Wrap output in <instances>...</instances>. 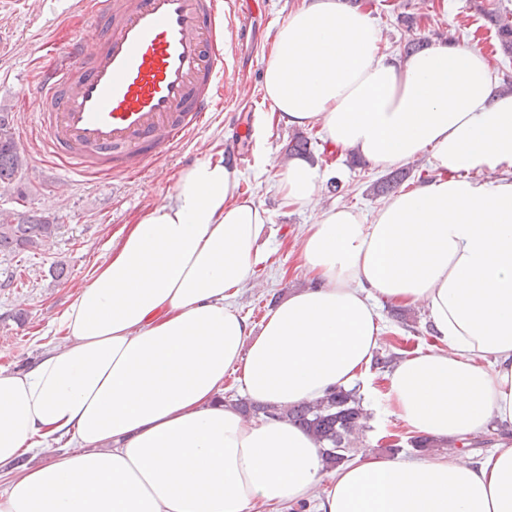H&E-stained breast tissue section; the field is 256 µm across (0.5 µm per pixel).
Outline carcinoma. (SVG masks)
Returning a JSON list of instances; mask_svg holds the SVG:
<instances>
[{
	"mask_svg": "<svg viewBox=\"0 0 512 512\" xmlns=\"http://www.w3.org/2000/svg\"><path fill=\"white\" fill-rule=\"evenodd\" d=\"M476 9L494 30L500 50L512 56V21L502 17L497 9L489 8L486 0H476ZM309 138L296 134L288 145L291 156L311 154ZM26 163L15 140L8 116L0 113V183H8ZM411 169L398 168L372 184L373 194L387 196L395 193L410 178ZM57 225L45 217L0 211V250H39L46 245ZM236 406L248 416L270 415L285 419L307 432L320 448L325 468L333 469L352 457V444L369 428L370 414L364 409L356 390L338 389L325 397L300 402L283 408L253 404L247 398L237 400Z\"/></svg>",
	"mask_w": 512,
	"mask_h": 512,
	"instance_id": "obj_1",
	"label": "carcinoma"
}]
</instances>
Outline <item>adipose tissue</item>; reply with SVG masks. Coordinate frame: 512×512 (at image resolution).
<instances>
[{"label":"adipose tissue","instance_id":"adipose-tissue-1","mask_svg":"<svg viewBox=\"0 0 512 512\" xmlns=\"http://www.w3.org/2000/svg\"><path fill=\"white\" fill-rule=\"evenodd\" d=\"M497 84L475 49L382 53L367 14L342 0L291 12L262 75L272 110L378 167L429 153L439 178L370 217L320 211L302 240L314 285L256 332L233 300L270 214L223 161L182 171L61 318L67 344L0 369V512H274L323 483L320 512H512V444L471 463L362 457L330 475L302 430L221 399L231 369L275 408L360 387L381 297L424 305L440 342L390 369L386 400L404 424L438 440L512 429V94ZM276 177L288 205L317 201L319 166L295 158Z\"/></svg>","mask_w":512,"mask_h":512}]
</instances>
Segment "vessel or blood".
Listing matches in <instances>:
<instances>
[{
	"mask_svg": "<svg viewBox=\"0 0 512 512\" xmlns=\"http://www.w3.org/2000/svg\"><path fill=\"white\" fill-rule=\"evenodd\" d=\"M97 29L52 45L30 84L43 150L129 178L206 126L224 82V0H88Z\"/></svg>",
	"mask_w": 512,
	"mask_h": 512,
	"instance_id": "1",
	"label": "vessel or blood"
}]
</instances>
